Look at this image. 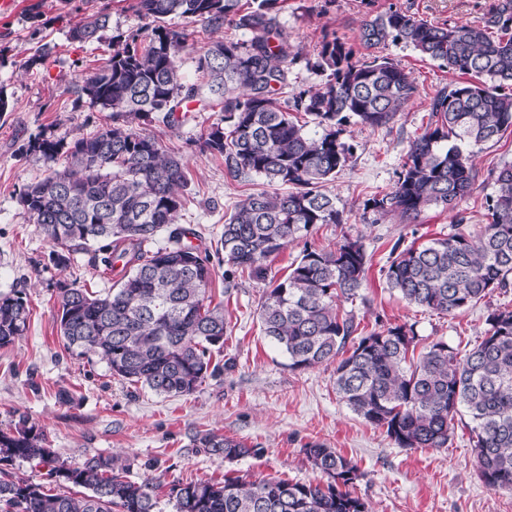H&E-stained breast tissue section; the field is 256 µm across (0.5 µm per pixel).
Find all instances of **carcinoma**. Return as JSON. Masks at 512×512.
I'll return each mask as SVG.
<instances>
[{
    "label": "carcinoma",
    "mask_w": 512,
    "mask_h": 512,
    "mask_svg": "<svg viewBox=\"0 0 512 512\" xmlns=\"http://www.w3.org/2000/svg\"><path fill=\"white\" fill-rule=\"evenodd\" d=\"M135 0L147 24L112 38L107 65L83 78L76 102L112 113V123L88 136L46 137L27 151L67 165L20 195L28 220L56 250L65 269L79 251L108 268L128 269L101 294L65 280L57 283L54 319L68 351L95 357L111 374L158 395L193 392L232 363H212L224 347V309L205 303L212 279L210 255L185 242L196 235L176 226L186 205V163L159 141L132 130L161 114L177 122L184 105L216 100L222 115L211 123L201 150L224 158L234 179L262 178L271 191L249 193L224 214V261L259 271L263 263L316 224H342L343 211L327 192L350 162L355 144L343 138L350 124L388 125L414 100L417 87L393 60H353L336 34H325L311 67L326 75L321 88L293 97V110L311 117L309 135L288 110V59L274 42L272 11L279 0ZM195 18L212 29L224 23L251 33L247 42L216 41L195 58L206 81L187 83L181 71L186 35L174 18ZM109 15L97 12L72 27L79 43L100 40ZM367 49L402 43L458 80L436 90L431 119L414 139L392 190L369 198L364 211L414 222L425 210L452 211L469 197L477 171L459 144L481 146L512 128V0H497L477 22L432 25L401 9L362 22ZM486 198L487 224L475 232L456 228L427 245L395 243L383 275L388 288L428 310L452 314L512 287V165L495 178ZM167 243L151 248L159 231ZM368 268L361 235H346L330 250L304 248L291 271L268 288L259 307L264 336L292 370L334 366L336 393L366 423L400 448H445L457 416L469 419L478 475L493 490H512V309L486 317L481 342L462 355L438 340L412 361L417 336L404 325H381L358 336V324L338 303L359 295ZM26 293H0V347L28 329ZM193 447L224 462L261 449L215 432L197 434ZM324 482L224 476L221 481L163 483L126 477L114 455L78 464L59 460L41 429L21 413L0 430V512H160L159 490L168 488L175 512H369L349 486L358 466L333 448L304 449ZM34 462L64 491L12 475L2 464Z\"/></svg>",
    "instance_id": "1"
}]
</instances>
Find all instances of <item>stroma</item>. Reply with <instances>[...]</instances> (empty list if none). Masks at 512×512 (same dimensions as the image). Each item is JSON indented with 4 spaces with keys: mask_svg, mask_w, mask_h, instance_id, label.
I'll use <instances>...</instances> for the list:
<instances>
[{
    "mask_svg": "<svg viewBox=\"0 0 512 512\" xmlns=\"http://www.w3.org/2000/svg\"><path fill=\"white\" fill-rule=\"evenodd\" d=\"M134 0H14L0 12V91L9 110L0 113V292L25 290L30 307L29 329L15 343L0 348V429H8L17 414L26 413L44 433L49 448L70 463L96 455L127 460L128 476L141 481L218 479L226 475L249 481L285 479L315 482L318 471L304 450L318 442L353 460L360 476L352 487L372 512H512V490H492L478 478L470 432L456 421L447 447H398L382 429L357 417L336 395L332 367L293 370L285 355L260 329L257 315L263 292L275 277L285 276L305 247L329 250L346 235L361 234L370 258L358 297L340 305L354 315L360 332L376 324L412 327L419 346L442 340L466 351L482 339L489 310L512 308V289L494 292L475 305L439 314L407 302L387 288L381 275L396 242L425 243L454 227L455 216L473 231L486 222L485 199L496 189L498 170L512 164V128L500 140L481 147L463 146L478 171L475 189L457 212L424 211L410 224L364 211V201L391 191L410 143L430 121L429 104L436 89L452 77L437 63L412 48L388 44L383 53L410 71L418 88L413 103L394 120L378 128L351 126L356 151L329 191L345 217L341 224H318L306 237L294 240L256 274L227 264L217 254L224 214L246 193L265 189L263 179L249 183L231 178L223 158L201 151V136L216 119L218 107L196 103L181 125L156 119L143 125L172 152L188 161L189 201L180 224L197 229L200 250L211 252L213 269L208 294L222 305L229 323L220 357L232 369L206 379L189 394L166 397L130 386L113 377L105 363L72 356L53 319L55 284L65 279L101 292L120 278L78 253L66 270L50 260L53 244L38 225L30 223L19 203L23 188L45 177L50 162L28 152L41 136H82L110 122L109 113L76 104L75 88L83 77L103 65L112 53V38L142 26ZM494 0H280L275 23L283 41L298 46L301 57L288 69V92L322 87L325 75L311 69L326 33L347 41L356 59L368 51L358 39L363 19L396 7L430 24L476 21ZM110 15L100 41L82 44L69 32L89 14ZM175 29L187 35L182 54L186 82H199L195 59L215 36L248 40L247 31L225 25L214 34L202 22L178 18ZM43 57V65L25 69V61ZM72 399L63 403L61 391ZM216 432L259 447V455L226 463L204 449L192 447L198 433Z\"/></svg>",
    "mask_w": 512,
    "mask_h": 512,
    "instance_id": "35a3bbf8",
    "label": "stroma"
}]
</instances>
